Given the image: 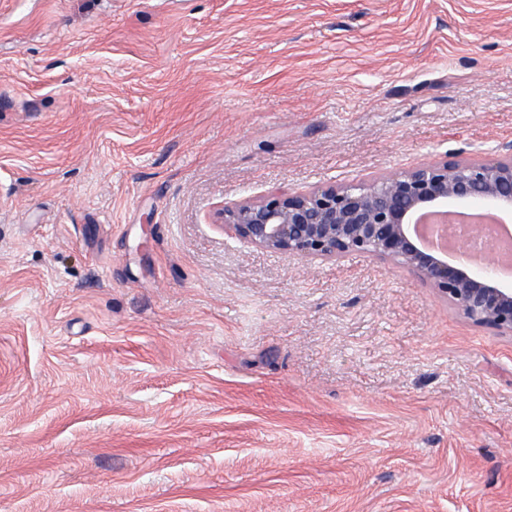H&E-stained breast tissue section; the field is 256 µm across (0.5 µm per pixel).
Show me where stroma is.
Returning <instances> with one entry per match:
<instances>
[{"label":"stroma","mask_w":512,"mask_h":512,"mask_svg":"<svg viewBox=\"0 0 512 512\" xmlns=\"http://www.w3.org/2000/svg\"><path fill=\"white\" fill-rule=\"evenodd\" d=\"M512 149V0H0V512H512V337L217 208Z\"/></svg>","instance_id":"obj_1"}]
</instances>
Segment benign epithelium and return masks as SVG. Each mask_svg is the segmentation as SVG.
I'll use <instances>...</instances> for the list:
<instances>
[{
  "label": "benign epithelium",
  "mask_w": 512,
  "mask_h": 512,
  "mask_svg": "<svg viewBox=\"0 0 512 512\" xmlns=\"http://www.w3.org/2000/svg\"><path fill=\"white\" fill-rule=\"evenodd\" d=\"M450 203L490 206L512 214V151L485 161L434 159L360 184L330 185L307 193L274 191L215 213V223L263 249L301 258L348 254L409 269L475 326L512 336V287L502 285L498 256L489 250L483 269L463 260L476 236L467 225L448 252L429 246L418 218L448 213Z\"/></svg>",
  "instance_id": "obj_1"
}]
</instances>
